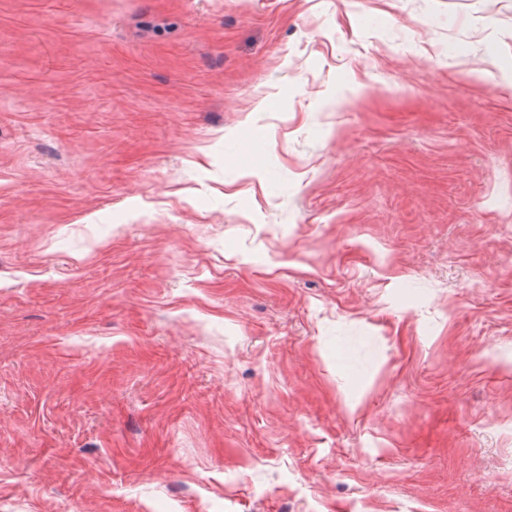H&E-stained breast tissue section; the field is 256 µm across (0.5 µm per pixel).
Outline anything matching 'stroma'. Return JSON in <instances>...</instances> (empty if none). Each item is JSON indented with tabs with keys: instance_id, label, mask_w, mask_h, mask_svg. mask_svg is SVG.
Returning a JSON list of instances; mask_svg holds the SVG:
<instances>
[{
	"instance_id": "obj_1",
	"label": "stroma",
	"mask_w": 512,
	"mask_h": 512,
	"mask_svg": "<svg viewBox=\"0 0 512 512\" xmlns=\"http://www.w3.org/2000/svg\"><path fill=\"white\" fill-rule=\"evenodd\" d=\"M0 512H512V0H0Z\"/></svg>"
}]
</instances>
